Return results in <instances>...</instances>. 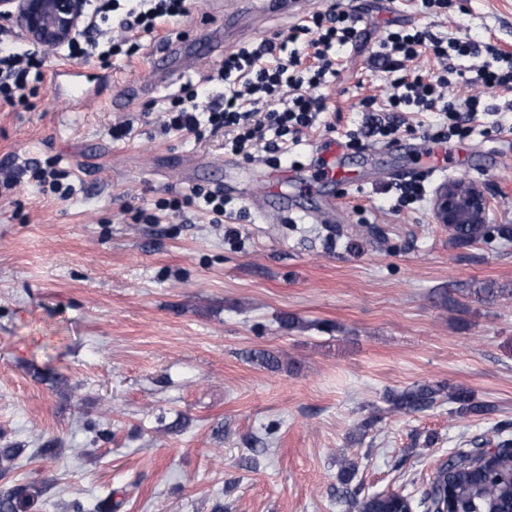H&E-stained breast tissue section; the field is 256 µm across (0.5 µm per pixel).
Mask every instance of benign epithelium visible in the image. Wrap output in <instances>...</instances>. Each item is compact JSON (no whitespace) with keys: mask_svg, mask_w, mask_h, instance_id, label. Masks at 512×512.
<instances>
[{"mask_svg":"<svg viewBox=\"0 0 512 512\" xmlns=\"http://www.w3.org/2000/svg\"><path fill=\"white\" fill-rule=\"evenodd\" d=\"M89 0H0V27L46 52L75 41L87 23ZM492 201L483 185L468 179L442 184L432 202L436 223L487 224Z\"/></svg>","mask_w":512,"mask_h":512,"instance_id":"1","label":"benign epithelium"}]
</instances>
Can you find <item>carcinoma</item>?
Returning <instances> with one entry per match:
<instances>
[{"label":"carcinoma","instance_id":"obj_1","mask_svg":"<svg viewBox=\"0 0 512 512\" xmlns=\"http://www.w3.org/2000/svg\"><path fill=\"white\" fill-rule=\"evenodd\" d=\"M448 232L459 245H471L495 237L512 238V226L509 224H459L448 228ZM445 391L448 392V401L457 404L456 413L462 416L494 412V406L476 402L473 393L461 386L445 388L417 384L392 393L388 402L395 412H417L433 406ZM22 452L21 448H0V473L12 470ZM477 452L479 449L472 448L457 454L448 462L447 468L435 474L421 501L424 512L445 506L450 512H504L512 505V457L494 456L490 465L479 470L470 464V458ZM42 492L37 481L17 482L1 488L0 512H41ZM113 498L111 493L100 497L91 507L76 498L70 509L71 512H113L121 506V502H115Z\"/></svg>","mask_w":512,"mask_h":512}]
</instances>
